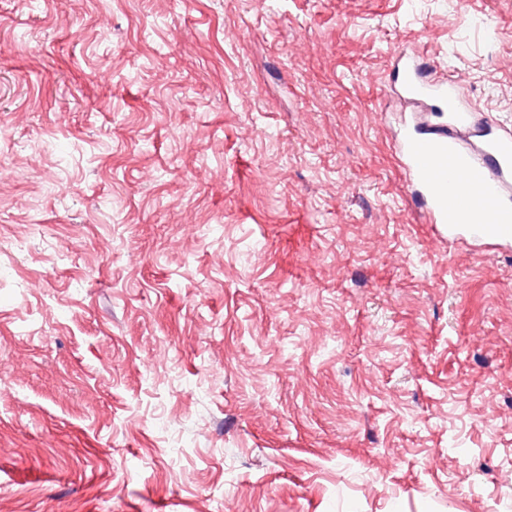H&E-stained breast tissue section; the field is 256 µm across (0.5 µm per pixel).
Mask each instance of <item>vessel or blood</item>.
<instances>
[{
  "instance_id": "obj_1",
  "label": "vessel or blood",
  "mask_w": 512,
  "mask_h": 512,
  "mask_svg": "<svg viewBox=\"0 0 512 512\" xmlns=\"http://www.w3.org/2000/svg\"><path fill=\"white\" fill-rule=\"evenodd\" d=\"M401 94L429 103L439 121H409L398 144L401 166L429 223L449 236L512 242V134L498 132L459 82L436 75L418 56L396 58Z\"/></svg>"
}]
</instances>
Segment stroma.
I'll return each instance as SVG.
<instances>
[{"mask_svg": "<svg viewBox=\"0 0 512 512\" xmlns=\"http://www.w3.org/2000/svg\"><path fill=\"white\" fill-rule=\"evenodd\" d=\"M402 52L512 126V0H0V512H512V244L417 205Z\"/></svg>", "mask_w": 512, "mask_h": 512, "instance_id": "stroma-1", "label": "stroma"}]
</instances>
